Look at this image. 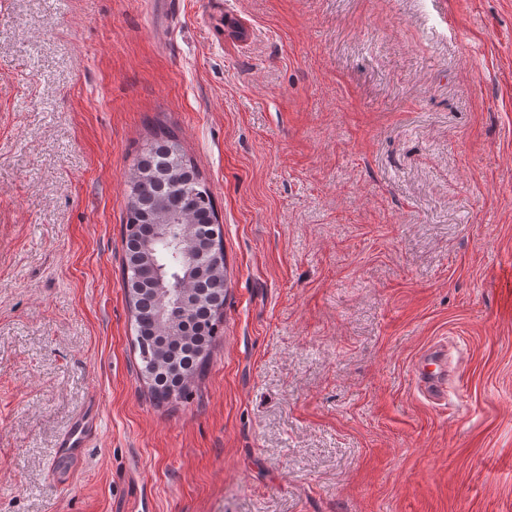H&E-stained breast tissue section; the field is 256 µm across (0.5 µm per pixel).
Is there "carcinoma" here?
<instances>
[{"label":"carcinoma","instance_id":"cac0c4a2","mask_svg":"<svg viewBox=\"0 0 512 512\" xmlns=\"http://www.w3.org/2000/svg\"><path fill=\"white\" fill-rule=\"evenodd\" d=\"M199 185H206L196 165L184 154L174 131L160 127L153 132L130 168L127 180L125 261L128 280L134 279L135 263L143 260L164 269L166 278L183 282L193 299L190 316L180 336L156 320L165 305L163 295L146 282H136L127 293L135 323L137 346H146L151 358L140 357V371L151 370L149 387L157 401L185 396L205 362L210 343L217 335L222 314L211 304L216 289L226 285L224 244L210 241L212 270L194 274L185 266V250L198 246L200 225L216 220L214 200H188ZM157 224H196L193 242L161 237L153 232Z\"/></svg>","mask_w":512,"mask_h":512}]
</instances>
